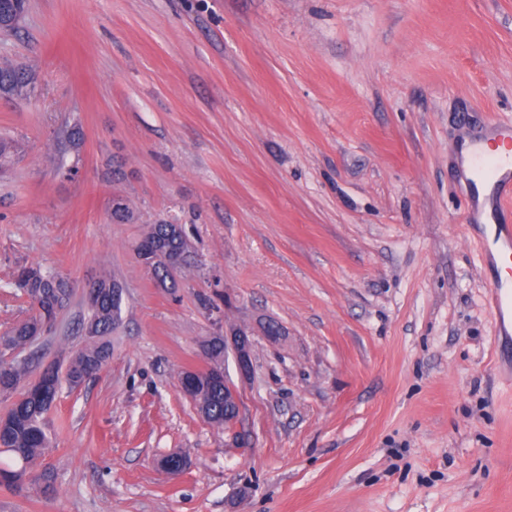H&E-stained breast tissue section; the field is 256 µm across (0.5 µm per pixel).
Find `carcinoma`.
<instances>
[{"label":"carcinoma","instance_id":"cac0c4a2","mask_svg":"<svg viewBox=\"0 0 512 512\" xmlns=\"http://www.w3.org/2000/svg\"><path fill=\"white\" fill-rule=\"evenodd\" d=\"M26 4L14 0L0 3V27L5 32L18 29L12 19L25 11ZM36 81L32 71L25 64L0 61V95L27 99L35 95ZM143 240L158 244L185 257L191 256V244L181 224L159 222L148 227ZM161 284H175V277L167 264L157 258L156 251L148 248L140 255ZM15 288L27 299L30 314L0 336L11 351L23 352L29 340L38 331L52 332L57 314L67 308L75 289L67 288L63 279L39 267L24 268L14 282ZM122 292L115 278L102 276L91 284L87 296L88 316L83 319L87 342L72 355L66 370L67 383L76 387L106 365L111 355L108 336L121 320ZM210 367L224 370V341L212 337L205 342ZM28 358L12 361L0 367V394L8 396L16 391L22 378L27 374ZM195 385L193 403L204 419L217 427L224 426V415L233 407L231 397L224 392V380L204 373L192 377ZM57 393H20L0 416V453L8 454L11 463L0 461V486L21 490L28 485L43 483L48 489L49 476L40 474L34 480L26 481L24 476L29 466L39 461L50 445L47 414Z\"/></svg>","mask_w":512,"mask_h":512}]
</instances>
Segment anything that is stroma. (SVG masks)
<instances>
[{"instance_id": "stroma-1", "label": "stroma", "mask_w": 512, "mask_h": 512, "mask_svg": "<svg viewBox=\"0 0 512 512\" xmlns=\"http://www.w3.org/2000/svg\"><path fill=\"white\" fill-rule=\"evenodd\" d=\"M3 57L37 93L0 98V333L25 266L124 295L107 365L48 414L51 491L0 486V512H512V371L457 161L512 125V0H28ZM162 219L192 247L172 289L136 254ZM86 313L75 294L30 377ZM228 324L253 347L225 430L177 378Z\"/></svg>"}]
</instances>
